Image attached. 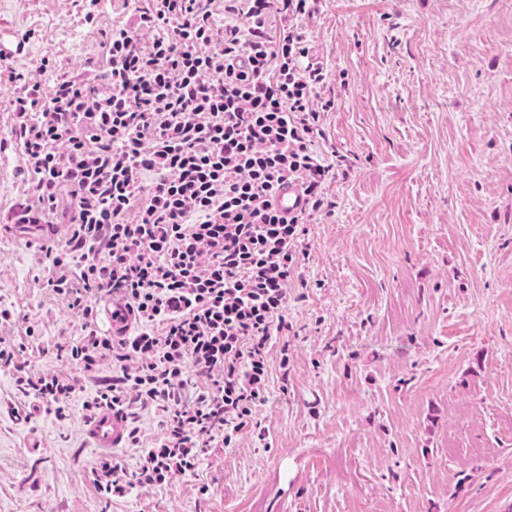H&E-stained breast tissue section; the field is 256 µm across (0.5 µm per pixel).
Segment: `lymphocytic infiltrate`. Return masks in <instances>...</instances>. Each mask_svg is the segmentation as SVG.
Masks as SVG:
<instances>
[{"mask_svg": "<svg viewBox=\"0 0 512 512\" xmlns=\"http://www.w3.org/2000/svg\"><path fill=\"white\" fill-rule=\"evenodd\" d=\"M309 4L224 0L219 25L211 0H148L105 33L100 62L10 100L28 199L16 221L68 227L46 251L47 287L83 320L65 356L87 374L112 366L111 386L82 409L162 413L134 472L96 462L110 497L194 472L207 448L255 426L305 220L281 217L271 197L292 179L321 210L331 171L311 148L323 69L303 32L270 22ZM105 295L126 300L136 333L100 326ZM24 351L1 337L0 370L63 415L75 380L33 370Z\"/></svg>", "mask_w": 512, "mask_h": 512, "instance_id": "f902f5d3", "label": "lymphocytic infiltrate"}]
</instances>
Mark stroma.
<instances>
[{"instance_id":"35a3bbf8","label":"stroma","mask_w":512,"mask_h":512,"mask_svg":"<svg viewBox=\"0 0 512 512\" xmlns=\"http://www.w3.org/2000/svg\"><path fill=\"white\" fill-rule=\"evenodd\" d=\"M133 7L0 0V141L13 93L100 59ZM296 24L332 103L314 148L348 170L301 226L261 432L99 493L82 403L112 368L59 357L82 319L0 235L10 338L78 386L60 418L0 371V512H512V0H317ZM20 165L0 148V222L25 201Z\"/></svg>"}]
</instances>
